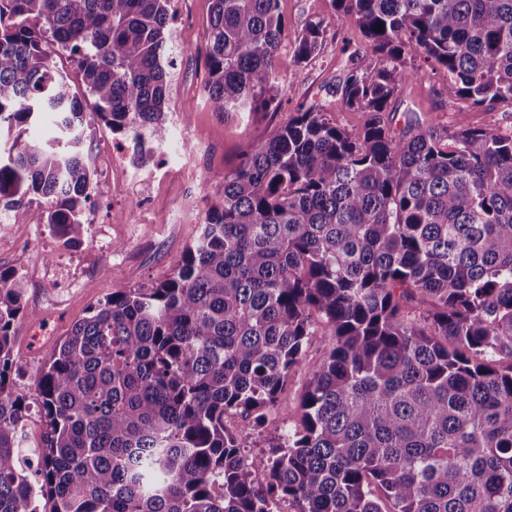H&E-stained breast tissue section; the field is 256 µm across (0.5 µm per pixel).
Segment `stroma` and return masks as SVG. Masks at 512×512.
<instances>
[{"label":"stroma","instance_id":"1","mask_svg":"<svg viewBox=\"0 0 512 512\" xmlns=\"http://www.w3.org/2000/svg\"><path fill=\"white\" fill-rule=\"evenodd\" d=\"M286 32L276 61L278 111L227 117L207 102L208 71L204 53L210 0H169L174 40L167 69L169 139L146 170L152 182L134 183L130 153L120 163L102 167L101 155L111 152L117 137L94 121L85 130L84 152L94 169L98 194L87 212L88 223L79 245L63 246L44 221L42 199L21 207L0 208V269L15 271L23 280L29 315L14 324L13 392L29 406L23 420L24 446L41 445L46 426L35 400V380L55 345L70 328L87 317L98 300L129 288L147 286L173 273L186 247L196 237L207 210L220 204L223 179L239 163L245 147L268 139L299 105H319L347 131L362 127L363 113L347 109L336 96V83L353 55L370 44L349 20L337 16L332 0H279ZM322 21L319 51L300 62L294 44L308 21ZM394 131L408 117L422 125L453 126L457 111L478 127L512 126V106H474L448 93L441 76L423 75L393 99ZM326 357L321 339L309 342L303 358L282 391L278 415L263 425L236 413L227 414V430L242 438L249 455H263L269 438L285 425L298 422V403L306 378Z\"/></svg>","mask_w":512,"mask_h":512}]
</instances>
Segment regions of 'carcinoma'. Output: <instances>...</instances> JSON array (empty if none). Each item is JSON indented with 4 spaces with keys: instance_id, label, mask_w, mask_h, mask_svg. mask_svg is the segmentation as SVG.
Listing matches in <instances>:
<instances>
[{
    "instance_id": "1",
    "label": "carcinoma",
    "mask_w": 512,
    "mask_h": 512,
    "mask_svg": "<svg viewBox=\"0 0 512 512\" xmlns=\"http://www.w3.org/2000/svg\"><path fill=\"white\" fill-rule=\"evenodd\" d=\"M279 0H212L213 111L279 109ZM372 51L340 82L356 134L299 106L243 150L171 276L92 306L35 382L34 477L9 380L24 285L0 271V512H512V127L397 135L389 107L420 60L475 106L512 104V0H333ZM383 31H377V28ZM324 28L296 40L302 62ZM167 0H0V206L45 199L80 241L89 120L167 138ZM77 62L84 89L48 45ZM47 138L26 136L43 122ZM327 355L299 424L250 457L224 427L262 424L304 348ZM267 476L264 485L256 474Z\"/></svg>"
}]
</instances>
